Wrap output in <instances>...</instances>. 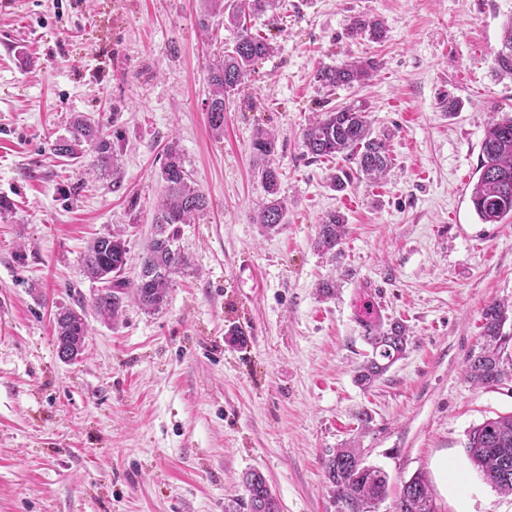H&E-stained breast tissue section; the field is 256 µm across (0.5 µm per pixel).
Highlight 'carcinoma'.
Returning <instances> with one entry per match:
<instances>
[{
    "label": "carcinoma",
    "instance_id": "obj_1",
    "mask_svg": "<svg viewBox=\"0 0 512 512\" xmlns=\"http://www.w3.org/2000/svg\"><path fill=\"white\" fill-rule=\"evenodd\" d=\"M278 0H205L199 18L202 31L213 28L214 19L236 29L232 47L216 57L208 69L210 86L208 120L211 130L224 132L225 100L237 94L254 66L274 52V45L252 31L248 22L254 16L277 8ZM352 38L383 37L382 23L377 19L356 17L348 28ZM496 71L512 77V21L504 28L501 48L495 52ZM370 60H355L336 67L317 70L316 81L323 87L352 86L371 76ZM302 146L313 158L342 156L356 160L357 173L369 180H378L391 168L388 148L382 139L372 136L368 107L364 103L336 108L314 119L301 132ZM253 153L261 161L258 175L266 203L256 223L266 231L285 223L286 204L280 197L278 167L272 155L274 136L259 128L252 141ZM54 151L68 159H82L86 153L92 160L86 174L105 173L117 161L115 145L103 135L99 125L83 115L74 117L69 136L54 144ZM478 178L471 189L470 200L484 224H500L512 219V116L506 115L484 132L480 146ZM158 178L165 194L156 209V235L142 257L137 280L130 282L116 276L127 262L125 230L114 229L87 248L82 265L87 277L101 281L104 287L91 298V306L105 321H116L126 300L147 312L158 311L168 302L173 276L188 265V257L177 245L179 225L192 224L209 209L205 194L186 170L178 145L167 146ZM346 234V219L339 212H330L320 224L317 249L333 252ZM509 307L491 302L483 310L481 343L466 358L467 380L475 385H496L508 377L503 354L512 337L504 333ZM87 325L84 312L65 308L55 316L56 350H64L69 361L84 352ZM364 341L370 353L356 370L355 382L369 387L404 358L410 345L407 326L398 321L377 319L364 326ZM466 454L471 463L495 490L512 495V414L499 415L472 427L467 434ZM324 473L338 512H372V508L388 495V478L374 466H366L360 449L333 448L323 461ZM244 505L248 512H280L278 500L266 477L256 470L243 476ZM393 512H434L431 486L422 474L406 481L395 500Z\"/></svg>",
    "mask_w": 512,
    "mask_h": 512
}]
</instances>
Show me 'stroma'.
Returning a JSON list of instances; mask_svg holds the SVG:
<instances>
[{
    "label": "stroma",
    "mask_w": 512,
    "mask_h": 512,
    "mask_svg": "<svg viewBox=\"0 0 512 512\" xmlns=\"http://www.w3.org/2000/svg\"><path fill=\"white\" fill-rule=\"evenodd\" d=\"M202 0H0V512H224L261 471L280 512H338L327 451L353 442L384 470L391 512L404 481L429 479L435 512H512L470 462L474 425L512 414V379L474 386L465 360L481 314L512 304V222L484 224L470 193L485 128L512 114V79L494 53L512 0H282L251 19L275 44L208 124L207 70L232 28L198 26ZM380 19L382 42L350 38L353 18ZM370 58L363 86L323 89L318 67ZM458 98L455 115L444 99ZM366 103L389 141L386 179L354 161L315 159L301 130L316 114ZM120 141L115 174L56 156L74 114ZM274 132L286 222L262 231L266 201L252 155ZM210 207L180 227L190 264L166 306L127 304L117 322L87 312L85 351L62 362L54 315L90 303L81 257L126 229L135 280L163 192L169 143ZM352 182L335 191L331 177ZM347 219L335 254L318 251L320 219ZM257 271L250 280L242 260ZM336 295L320 298V282ZM372 280L383 318L411 345L364 389L369 350L359 287ZM244 346L229 345V327ZM371 420L360 425L354 414Z\"/></svg>",
    "instance_id": "stroma-1"
}]
</instances>
